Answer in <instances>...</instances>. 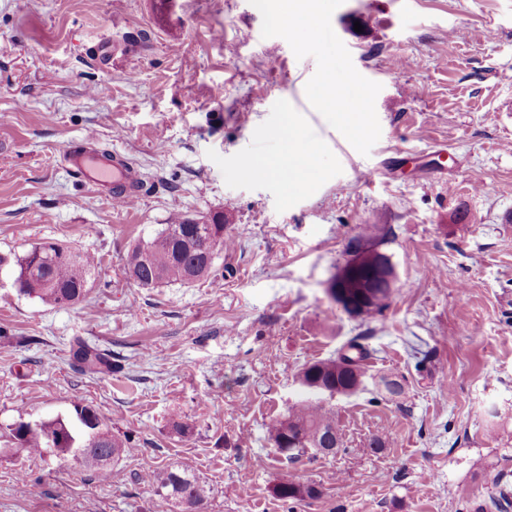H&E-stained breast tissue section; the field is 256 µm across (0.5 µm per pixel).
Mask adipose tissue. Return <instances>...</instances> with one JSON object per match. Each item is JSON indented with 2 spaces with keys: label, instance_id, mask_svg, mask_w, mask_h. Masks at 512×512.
Instances as JSON below:
<instances>
[{
  "label": "adipose tissue",
  "instance_id": "ef3b65f1",
  "mask_svg": "<svg viewBox=\"0 0 512 512\" xmlns=\"http://www.w3.org/2000/svg\"><path fill=\"white\" fill-rule=\"evenodd\" d=\"M313 94L326 109L335 111L336 122L346 128L353 136L359 137L366 132L365 111L369 104L360 101L358 111H351L340 87L325 80L318 84ZM284 149L288 156L287 163L276 160L244 161L237 169L239 178L251 181H263L281 175H288L293 182H302L309 172L318 168L324 149L321 141H301L295 138L293 127H286L283 135Z\"/></svg>",
  "mask_w": 512,
  "mask_h": 512
}]
</instances>
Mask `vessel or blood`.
<instances>
[{
  "mask_svg": "<svg viewBox=\"0 0 512 512\" xmlns=\"http://www.w3.org/2000/svg\"><path fill=\"white\" fill-rule=\"evenodd\" d=\"M64 167L82 183L97 191H107L113 202L131 203L144 190L139 171L120 152L104 154L94 146L93 137L65 147L61 154Z\"/></svg>",
  "mask_w": 512,
  "mask_h": 512,
  "instance_id": "b4317fda",
  "label": "vessel or blood"
}]
</instances>
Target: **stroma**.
Listing matches in <instances>:
<instances>
[{
	"label": "stroma",
	"mask_w": 512,
	"mask_h": 512,
	"mask_svg": "<svg viewBox=\"0 0 512 512\" xmlns=\"http://www.w3.org/2000/svg\"><path fill=\"white\" fill-rule=\"evenodd\" d=\"M326 76L370 103L362 137L316 105ZM509 101L512 0H322L314 22L257 0H0V253L55 240L100 260L68 306L0 273V433L79 400L134 448L105 481L0 447V512H170L142 477L173 463L213 487L201 512H479L512 477ZM290 122L324 141L321 169L294 191L238 178L284 159ZM87 136L134 164L139 201L61 164ZM178 214L223 216L232 248L206 280L137 286L124 255ZM374 236L397 281L352 317L326 288ZM355 336L370 355L363 388L332 402L342 448L281 461L269 428L303 399L298 371ZM77 338L121 372L73 368ZM383 375L401 396H379ZM289 479L320 496L279 498Z\"/></svg>",
	"instance_id": "1"
}]
</instances>
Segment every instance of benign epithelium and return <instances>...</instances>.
Here are the masks:
<instances>
[{"mask_svg": "<svg viewBox=\"0 0 512 512\" xmlns=\"http://www.w3.org/2000/svg\"><path fill=\"white\" fill-rule=\"evenodd\" d=\"M395 268L376 243H361L351 248L348 260L330 283V297L352 315L381 296V290L393 288Z\"/></svg>", "mask_w": 512, "mask_h": 512, "instance_id": "obj_1", "label": "benign epithelium"}]
</instances>
